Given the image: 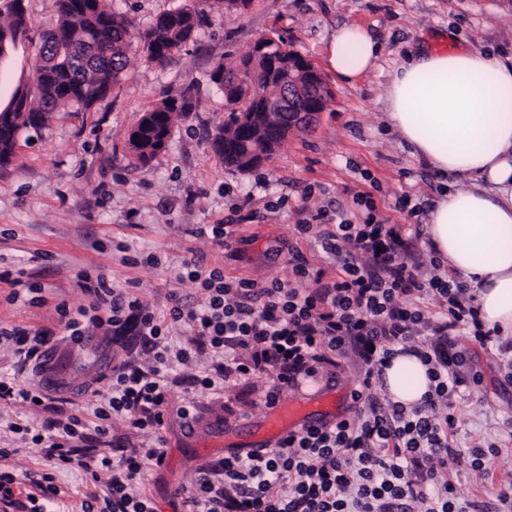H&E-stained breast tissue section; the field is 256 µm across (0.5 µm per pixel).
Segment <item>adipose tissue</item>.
Returning <instances> with one entry per match:
<instances>
[{"instance_id":"adipose-tissue-1","label":"adipose tissue","mask_w":512,"mask_h":512,"mask_svg":"<svg viewBox=\"0 0 512 512\" xmlns=\"http://www.w3.org/2000/svg\"><path fill=\"white\" fill-rule=\"evenodd\" d=\"M380 49L359 25L340 27L329 50L338 79L352 84ZM386 119L409 152L454 181L428 218V234L449 268L477 288L488 328L512 334V57L479 50H420L390 81ZM385 387L402 403L429 389L425 366L400 356Z\"/></svg>"}]
</instances>
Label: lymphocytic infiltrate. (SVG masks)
Returning a JSON list of instances; mask_svg holds the SVG:
<instances>
[{
  "mask_svg": "<svg viewBox=\"0 0 512 512\" xmlns=\"http://www.w3.org/2000/svg\"><path fill=\"white\" fill-rule=\"evenodd\" d=\"M336 263L324 278L301 254L290 277L257 285L184 260L197 283L193 298L173 297L160 317L129 289L104 276L80 274L92 312L78 318L60 308L63 337L82 346L90 330L108 333L135 324L141 354L113 364L110 384L94 410L102 421H122L141 433L142 446L107 454L82 448L79 416L42 426L12 423L51 466L80 468L103 490L84 501V512H155L146 475L167 458L161 433L173 385L224 391L259 377L270 381L262 396L278 404L337 358L361 365L352 392L353 414L288 432L274 446L229 454L199 467L178 491L182 512H469L448 475L457 458L449 445L455 429L454 400L471 397L476 377L465 374L459 337L505 355L512 351L487 328L466 281L424 268L398 225L369 211L363 223L343 219L313 231ZM189 330L172 344L166 329ZM19 364L46 372L50 332L0 328ZM412 355L427 368L430 386L420 402L405 405L384 388L392 359Z\"/></svg>",
  "mask_w": 512,
  "mask_h": 512,
  "instance_id": "1",
  "label": "lymphocytic infiltrate"
}]
</instances>
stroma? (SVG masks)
I'll list each match as a JSON object with an SVG mask.
<instances>
[{
	"mask_svg": "<svg viewBox=\"0 0 512 512\" xmlns=\"http://www.w3.org/2000/svg\"><path fill=\"white\" fill-rule=\"evenodd\" d=\"M33 24L29 39L0 58V103H7L20 80L34 74L40 34L55 17V0H25ZM194 6L203 20L194 38L163 66L132 58L111 94L90 111L64 110L30 138L19 139L15 155L0 170V273L25 283L11 300L9 281L0 280V327L56 329L58 304L70 311L89 307L78 287L81 273L105 275L117 285L136 282L137 295L164 309L172 295L191 294L193 283L181 277L182 263L193 255L225 277H243L264 285L288 274V250L298 246L326 277L336 265L314 239L299 240L294 225L320 211L343 210L362 223L366 209L355 204L366 193L382 217L413 235L425 224L443 189L441 178L403 145L384 119V104L396 63L425 46L494 50L512 54V0H253L244 14L227 12L222 0H113V9L143 30L163 12ZM357 24L380 44L377 68L353 85L338 81L327 68L337 29ZM281 36L322 73L332 90L328 106L305 130L291 134L283 147L259 168L241 173L225 167L212 147L224 119V96L211 81L218 62L249 52L267 36ZM188 93L190 108L175 120L172 136L148 168L138 167L128 150V135L143 112L162 100ZM421 205L408 216L396 206L401 195ZM245 215L228 245L220 246L203 225ZM135 264L124 263V256ZM58 365L74 390L53 392L48 410L21 404L0 405V472L15 475L30 492L28 475L50 470L38 449L9 430L22 419L41 424L79 415L96 425L97 394L107 383L99 364L123 360L137 349L134 331L93 340L78 349L52 343ZM466 369L478 374L471 399L457 402L454 444L461 451L479 442H512V382L499 357L460 341ZM333 379L288 392L284 402L325 395L336 414L351 413V392L358 366L337 359ZM191 407L194 430L180 416ZM270 414L254 389L221 394L188 393L174 388L164 436L168 456L149 476L156 512H176V490L201 465L220 459L225 449L249 446L254 431ZM448 471L465 497L490 502L501 480L512 477V451L502 450L488 476L475 477L467 466ZM62 512H81L95 487L78 470H52Z\"/></svg>",
	"mask_w": 512,
	"mask_h": 512,
	"instance_id": "stroma-1",
	"label": "stroma"
}]
</instances>
